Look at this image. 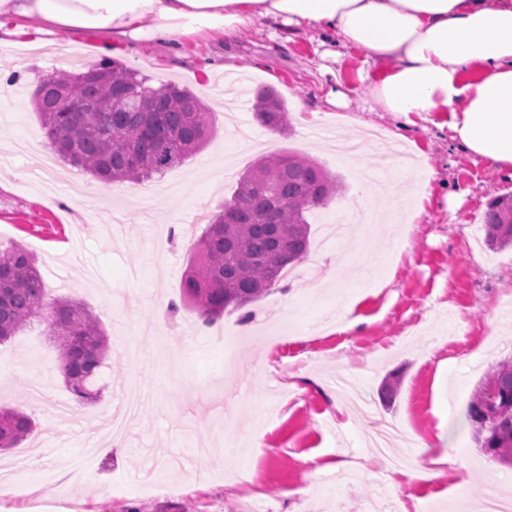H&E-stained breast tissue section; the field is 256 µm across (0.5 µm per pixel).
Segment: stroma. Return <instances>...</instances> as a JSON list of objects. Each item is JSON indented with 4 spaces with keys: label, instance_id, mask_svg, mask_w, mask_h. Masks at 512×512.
<instances>
[{
    "label": "stroma",
    "instance_id": "obj_1",
    "mask_svg": "<svg viewBox=\"0 0 512 512\" xmlns=\"http://www.w3.org/2000/svg\"><path fill=\"white\" fill-rule=\"evenodd\" d=\"M150 79L175 82L211 107L215 137L182 165L151 181L104 188L76 171L79 190L63 194L32 175L46 151L33 88L56 69L74 73L101 59ZM283 97L290 129L261 127L252 96L233 101L229 72ZM375 66L341 40L270 22L233 38L197 35L173 46L154 40L113 53L97 35L73 43L30 33L0 44V248L19 244L38 259L49 295L86 305L107 333L108 359L95 385L102 398L76 405L57 370V350L42 324L0 344V407L35 421L20 446L0 450V512H362L391 500L394 512H446L452 480L441 477L393 491V475L336 387L351 373L379 415L404 426L402 451L449 448L468 467L473 497L497 483L512 490V467L484 455L465 417L486 370L512 359V248L483 242L482 216L512 179L474 162L451 139L444 113L405 119L371 94ZM383 137L403 133L414 159L399 166L378 147L343 154L353 121ZM267 140L269 154L316 159L341 193L310 209L307 263L318 275L224 314L216 329L238 341L233 359L198 335L196 313L182 307L186 237H198L236 188L225 164L243 174ZM354 301L358 324L336 327ZM179 304L171 312V304ZM150 404L124 434L101 426L118 412L131 382ZM104 442L93 482L44 490L36 469L58 468L89 442ZM332 465L325 482L314 463ZM249 473L247 484L235 471Z\"/></svg>",
    "mask_w": 512,
    "mask_h": 512
}]
</instances>
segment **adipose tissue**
Instances as JSON below:
<instances>
[{
    "mask_svg": "<svg viewBox=\"0 0 512 512\" xmlns=\"http://www.w3.org/2000/svg\"><path fill=\"white\" fill-rule=\"evenodd\" d=\"M266 20L340 37L380 65L371 92L383 111L450 113L463 151L512 175V0H0V35L37 21L63 39L106 35L117 49L232 37Z\"/></svg>",
    "mask_w": 512,
    "mask_h": 512,
    "instance_id": "adipose-tissue-1",
    "label": "adipose tissue"
}]
</instances>
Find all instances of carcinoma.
I'll return each mask as SVG.
<instances>
[{
  "label": "carcinoma",
  "instance_id": "obj_1",
  "mask_svg": "<svg viewBox=\"0 0 512 512\" xmlns=\"http://www.w3.org/2000/svg\"><path fill=\"white\" fill-rule=\"evenodd\" d=\"M60 92L92 101L97 111H56ZM36 110L55 153L100 181L144 183L183 164L216 135L212 112L190 90L153 87L138 71L107 58L85 72L58 69L46 76ZM253 111L263 127L290 129L288 107L270 86L257 89ZM341 190L338 178L308 156L259 158L197 238L181 282L182 303L212 322L270 293L282 270L308 253V210L327 206ZM483 228L488 246L512 245L511 193L488 203ZM35 321L45 323L54 340L71 394L97 401L93 385L107 352L101 321L70 298L46 300L34 254L15 244L0 250V344ZM467 419L485 454L512 461V361L491 367ZM34 429L23 410L0 408V448L16 447Z\"/></svg>",
  "mask_w": 512,
  "mask_h": 512
}]
</instances>
